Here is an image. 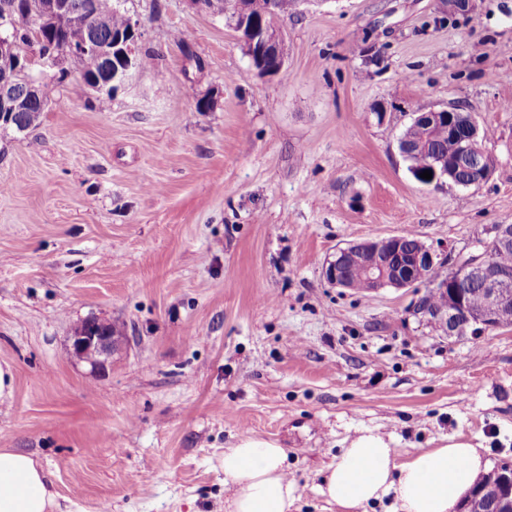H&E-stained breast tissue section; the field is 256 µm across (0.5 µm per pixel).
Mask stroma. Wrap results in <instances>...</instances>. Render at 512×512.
I'll return each instance as SVG.
<instances>
[{
	"label": "stroma",
	"mask_w": 512,
	"mask_h": 512,
	"mask_svg": "<svg viewBox=\"0 0 512 512\" xmlns=\"http://www.w3.org/2000/svg\"><path fill=\"white\" fill-rule=\"evenodd\" d=\"M126 7L149 65L114 94L32 68L37 125L0 127V448L35 454L62 512H228L245 434L286 448L292 512H342L324 471L368 431L402 462L452 436L512 462V326L452 339L417 309L429 283L323 277L351 243L455 257L512 224V0H308L273 76L187 0ZM452 105L495 170L421 185L399 138ZM91 316L130 338L103 375L67 353Z\"/></svg>",
	"instance_id": "35a3bbf8"
}]
</instances>
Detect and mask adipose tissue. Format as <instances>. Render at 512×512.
Segmentation results:
<instances>
[{
  "instance_id": "adipose-tissue-1",
  "label": "adipose tissue",
  "mask_w": 512,
  "mask_h": 512,
  "mask_svg": "<svg viewBox=\"0 0 512 512\" xmlns=\"http://www.w3.org/2000/svg\"><path fill=\"white\" fill-rule=\"evenodd\" d=\"M232 489L230 512H290L297 488L286 473L287 451L276 443L241 438L220 461ZM489 459L469 442L415 454L400 463L389 441L363 433L325 470L321 492L344 512L391 501L389 512H460ZM50 481L33 454L0 448V512H59Z\"/></svg>"
}]
</instances>
